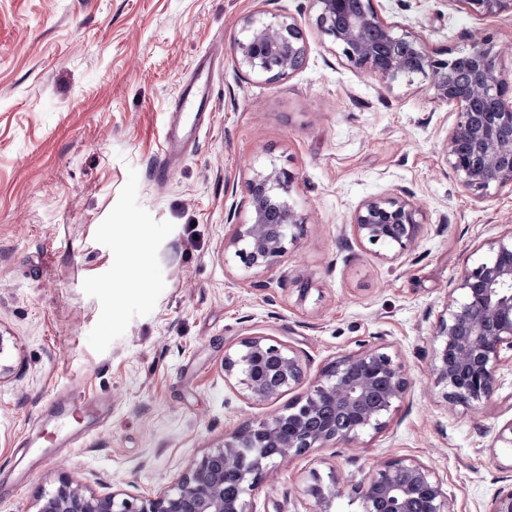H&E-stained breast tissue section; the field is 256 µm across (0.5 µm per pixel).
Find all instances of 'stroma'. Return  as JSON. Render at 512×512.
Listing matches in <instances>:
<instances>
[{"label":"stroma","mask_w":512,"mask_h":512,"mask_svg":"<svg viewBox=\"0 0 512 512\" xmlns=\"http://www.w3.org/2000/svg\"><path fill=\"white\" fill-rule=\"evenodd\" d=\"M432 51L491 37L512 75V17L454 0H376ZM315 0H0V512H35L58 476L98 494L147 497L245 424L284 412L337 357L380 348L408 390L389 424L266 471L258 512H305L312 473L366 479L388 459L432 468L454 512H487L512 488V368L476 409L449 405L432 375L434 333L459 275L512 230V189L460 187L445 144L455 105L421 77L384 85L351 67L315 24ZM296 23L306 59L271 79L241 68L248 17ZM203 98L195 136L161 150L185 86ZM292 172L305 219L269 268L226 248L249 221L246 183ZM404 193L422 211L410 251L360 242L367 199ZM137 225L132 245L127 225ZM141 287L114 279L131 253ZM259 336L289 346L305 382L254 404L224 377V352ZM61 391L112 403L76 448L35 418Z\"/></svg>","instance_id":"stroma-1"}]
</instances>
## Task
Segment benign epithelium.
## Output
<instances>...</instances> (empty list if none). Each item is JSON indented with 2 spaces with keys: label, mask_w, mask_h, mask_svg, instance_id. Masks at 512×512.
Masks as SVG:
<instances>
[{
  "label": "benign epithelium",
  "mask_w": 512,
  "mask_h": 512,
  "mask_svg": "<svg viewBox=\"0 0 512 512\" xmlns=\"http://www.w3.org/2000/svg\"><path fill=\"white\" fill-rule=\"evenodd\" d=\"M318 29L339 46L350 66L371 72L390 85L420 75L435 98L458 105L448 133V165L460 186L480 195L512 187V78L498 66V52L486 37L469 49L442 58L422 39L398 35L375 0H315ZM485 17L512 15V0H452ZM245 36L234 42L238 63L272 78L290 75L304 63L300 28L287 21L259 22L249 17ZM294 177L280 170L258 173L247 182L251 218L235 224L229 246L246 268L271 267L297 240L304 217L288 204ZM421 211L400 193L370 198L356 210L353 226L361 242L384 245L393 257L415 243ZM492 258L466 269L457 279L438 321L432 357L435 384L446 388L452 406L476 408L491 398L498 372L512 362V233L490 246ZM224 377L235 379L253 403L273 400L299 385L304 367L299 355L263 337L242 340L224 352ZM402 366L391 355L367 349L327 365L305 396L288 411L239 428L154 497L100 495L62 475L37 499L36 512H254L249 499L268 467L303 456L330 443L350 445L369 431L388 425L395 401L408 389ZM309 512H335L342 496L340 479L313 483L303 490ZM365 512H453L443 481L427 465L392 458L363 485ZM488 512H512V489L498 493Z\"/></svg>",
  "instance_id": "obj_1"
}]
</instances>
